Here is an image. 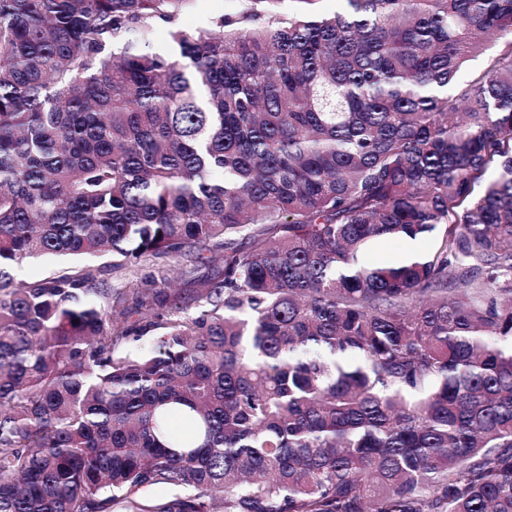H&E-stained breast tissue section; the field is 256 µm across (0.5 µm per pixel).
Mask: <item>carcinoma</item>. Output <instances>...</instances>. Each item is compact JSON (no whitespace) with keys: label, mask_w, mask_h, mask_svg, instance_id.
<instances>
[{"label":"carcinoma","mask_w":512,"mask_h":512,"mask_svg":"<svg viewBox=\"0 0 512 512\" xmlns=\"http://www.w3.org/2000/svg\"><path fill=\"white\" fill-rule=\"evenodd\" d=\"M192 2L0 0V512H512V0ZM236 0H195L193 6L182 13L178 23L186 29L209 28L225 13L232 12ZM111 262V258L103 257H44L36 260L25 261L19 265L10 267L9 271L16 283L32 281L58 273L66 267L73 265L105 266Z\"/></svg>","instance_id":"obj_1"}]
</instances>
